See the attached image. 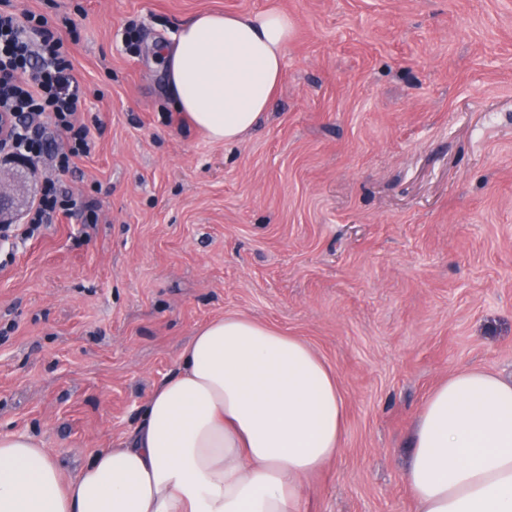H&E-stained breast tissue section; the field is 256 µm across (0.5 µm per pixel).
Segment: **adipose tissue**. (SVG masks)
<instances>
[{
    "label": "adipose tissue",
    "instance_id": "obj_1",
    "mask_svg": "<svg viewBox=\"0 0 512 512\" xmlns=\"http://www.w3.org/2000/svg\"><path fill=\"white\" fill-rule=\"evenodd\" d=\"M292 29L275 9L196 14L159 50L174 108L239 141L280 85ZM344 423L336 376L303 339L227 315L195 331L132 436L75 478L38 438L0 431V512H307L305 482L339 454ZM410 448L416 512H512V375L449 376Z\"/></svg>",
    "mask_w": 512,
    "mask_h": 512
}]
</instances>
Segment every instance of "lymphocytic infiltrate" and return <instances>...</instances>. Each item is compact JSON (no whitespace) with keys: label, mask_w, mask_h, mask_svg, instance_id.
Returning a JSON list of instances; mask_svg holds the SVG:
<instances>
[{"label":"lymphocytic infiltrate","mask_w":512,"mask_h":512,"mask_svg":"<svg viewBox=\"0 0 512 512\" xmlns=\"http://www.w3.org/2000/svg\"><path fill=\"white\" fill-rule=\"evenodd\" d=\"M84 96L56 26L43 14L18 11L14 0H0V113L11 116L10 132L0 139V164L43 158L58 174L69 173L94 145L80 117ZM60 213L81 214L88 224L98 219L92 206L47 179L19 222L0 225V251L13 252Z\"/></svg>","instance_id":"f902f5d3"}]
</instances>
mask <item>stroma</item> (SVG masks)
<instances>
[{"label":"stroma","instance_id":"35a3bbf8","mask_svg":"<svg viewBox=\"0 0 512 512\" xmlns=\"http://www.w3.org/2000/svg\"><path fill=\"white\" fill-rule=\"evenodd\" d=\"M72 21L96 148L0 267V430L67 476L124 442L202 323L239 314L335 372L341 451L309 512H415L430 390L512 372V0H16ZM288 13L282 83L242 141L162 93L156 50L202 11Z\"/></svg>","mask_w":512,"mask_h":512}]
</instances>
